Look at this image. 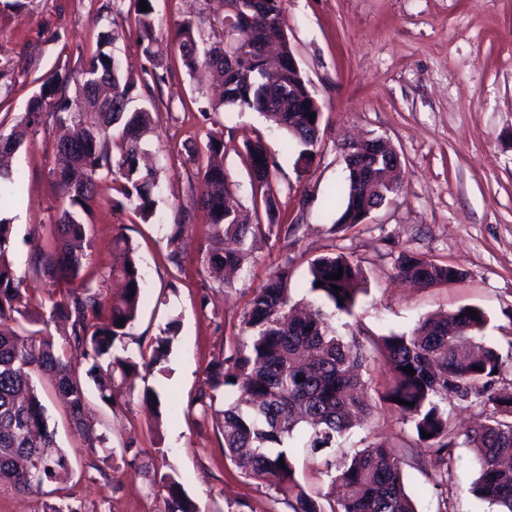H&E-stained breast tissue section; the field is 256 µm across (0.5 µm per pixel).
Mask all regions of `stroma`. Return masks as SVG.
<instances>
[{"label":"stroma","mask_w":512,"mask_h":512,"mask_svg":"<svg viewBox=\"0 0 512 512\" xmlns=\"http://www.w3.org/2000/svg\"><path fill=\"white\" fill-rule=\"evenodd\" d=\"M103 0H27L0 12V69L13 76L12 91L0 104V121L14 124L39 82L63 68L74 69L95 47L100 30L122 36L112 46L137 101L150 104L153 131L148 149L160 171L154 189L157 216L143 222L131 205H116L111 178L98 182L99 205L88 219L89 256L80 282L98 285L111 266L112 237L124 231L135 247L146 299L127 340L129 352L149 349L169 321L177 330L167 373L141 371L131 384H115L106 406L96 388L88 402L94 419L108 427L112 445L134 443L136 465L115 457L100 474L54 396L49 378L37 384L44 396L56 441L71 461L72 501L82 512H164L162 494L152 492L139 466L171 464L200 512H284L274 493L245 478L227 459L212 419L189 403L206 381V369L228 353V337L239 327L254 291L281 262L293 271L294 299L309 295L308 263L331 252L358 262L365 291L353 315L333 314L338 332L356 336L369 358L364 378L382 382L378 337L410 331L433 313L477 306L488 315L487 344L507 350L512 333V0H284L288 37L300 67L323 105L319 156L298 176L286 133L262 115L227 107L201 114L197 102L212 90L204 75H188L177 48L162 64L174 77L146 88L151 62L135 35L134 0L100 12ZM162 31L185 16L207 19L213 0H154ZM260 137L276 164L269 195L289 238L259 237L235 277L219 287L204 265L207 215L196 203L198 152L208 139L222 141L230 200L245 214L257 202L252 191L244 140ZM349 138H384L401 161L403 188L392 202L371 211L365 224L332 231L336 218L329 195L346 171L342 145ZM54 129H42L11 159L20 178L0 195V215L11 220L10 260L23 285L44 299L48 282L34 270V256L51 240L65 195L54 171ZM190 223L178 260H171L170 225ZM414 251L465 270L464 279L422 288L396 278L401 251ZM154 388L159 409L136 395ZM386 442L404 464L406 490L416 512H439L442 495L419 465V448L408 425L383 403L352 432L348 452ZM478 475L471 448H456L452 490L454 512H495L469 491Z\"/></svg>","instance_id":"obj_1"}]
</instances>
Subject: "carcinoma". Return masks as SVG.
<instances>
[{
  "mask_svg": "<svg viewBox=\"0 0 512 512\" xmlns=\"http://www.w3.org/2000/svg\"><path fill=\"white\" fill-rule=\"evenodd\" d=\"M220 3L209 19V33L187 18L169 38L178 44L187 72L201 68L223 83V98L209 103L211 111L228 106L259 112L288 134L301 177L318 155L323 105L305 75L288 64L293 50L283 0ZM233 13L248 17L249 27L242 36L276 55L280 67L269 71L263 61L246 66L240 58L224 55V17ZM136 36L149 60L163 55L166 37L158 30L154 10L137 12ZM118 38L119 32L112 29L98 32L96 48L82 59L80 70L45 78L26 103L22 118L8 130L0 128V184L13 185L16 177L3 160L40 126L50 122L68 127L67 135L55 143V154L64 160L59 177L69 186L70 197L57 214L53 245L36 254V271L51 285L68 288L58 297L49 292L36 311L31 310L34 296L22 287L9 261L13 225L0 218V485L8 484L22 494H40L44 487L63 484L70 476L68 455L57 449L34 376L45 373L53 378L55 393L83 440V451L110 468L112 438L107 427L88 414L84 377L94 379L106 404L115 379L126 380L140 366L124 344L143 300V282L128 238L122 233L115 236L113 247L124 260L102 272L100 286H71L88 256L84 216L97 201L100 175L121 179L119 193L135 206L143 222L155 215L152 190L159 171L141 166L151 114L145 107L129 108L136 95L122 82L119 62L107 50ZM222 147V142L212 139L206 145L198 198L209 219L205 262L215 270L239 265L248 238L286 237L295 230L293 224L278 223L276 202L269 196L264 198V224L248 223L230 204L227 175L217 160ZM247 152L250 165L261 162L262 176L255 183L269 185L275 168L265 146L250 141ZM343 162L347 177L331 196L335 230L360 225L362 212L371 203L361 174L350 158ZM380 172L382 187L391 186V194L398 195L401 173L390 166ZM189 228L170 225L171 260H178L179 244ZM340 269L341 278L327 279ZM395 270L399 279L422 287L467 276L457 266L406 250L398 255ZM291 277L285 260L255 290L229 355L210 366L205 387L191 406L216 418L230 461L245 477L272 489L275 501L289 512H415L405 490L402 462L384 442L325 461L331 490L324 494L306 491L297 480L296 453L302 450L315 460L336 452L372 403L361 377L367 357L360 341L340 336L321 306L298 310L291 297ZM111 279L120 280L123 289L109 298L104 284ZM364 281L361 266L343 252L320 256L309 265L310 290L339 313L351 312ZM318 282L323 286H316ZM335 286L342 291L335 292ZM475 311L477 320L461 307L424 318L410 333L380 337L378 349L387 378L376 393L409 425L415 447L430 460L433 486L448 487L455 448L464 444L474 450L479 466L472 494L497 506V512H512V390L500 387L505 364L512 362V340L505 355L485 343L482 332L488 316L479 307ZM175 325L174 320L167 323L155 339L148 367L164 370ZM243 335L248 342L237 340ZM407 366L415 375L402 371ZM224 386L233 388L235 398L218 410L216 401ZM450 396L480 408L484 415L461 442L450 425ZM396 397L406 404L393 402ZM424 431L432 437H422ZM32 471L41 472V484L30 482ZM150 488L164 492L165 512H199L173 469L154 473Z\"/></svg>",
  "mask_w": 512,
  "mask_h": 512,
  "instance_id": "1",
  "label": "carcinoma"
}]
</instances>
